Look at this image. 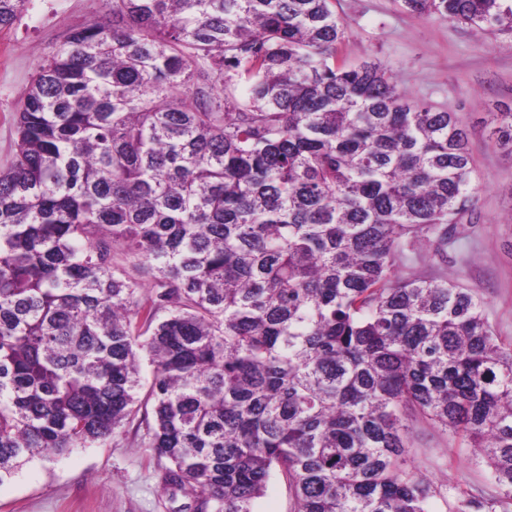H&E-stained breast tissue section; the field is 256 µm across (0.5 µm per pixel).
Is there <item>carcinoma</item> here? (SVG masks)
<instances>
[{"mask_svg":"<svg viewBox=\"0 0 512 512\" xmlns=\"http://www.w3.org/2000/svg\"><path fill=\"white\" fill-rule=\"evenodd\" d=\"M400 2L512 30L507 0ZM105 3L0 169V483L134 423L173 512H253L276 474L293 512H427L421 418L495 486L448 512H512V345L457 281L404 274L448 264L478 199L455 113L338 62L332 0ZM490 125L512 151V110Z\"/></svg>","mask_w":512,"mask_h":512,"instance_id":"cac0c4a2","label":"carcinoma"}]
</instances>
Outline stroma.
Returning a JSON list of instances; mask_svg holds the SVG:
<instances>
[{
  "instance_id": "obj_1",
  "label": "stroma",
  "mask_w": 512,
  "mask_h": 512,
  "mask_svg": "<svg viewBox=\"0 0 512 512\" xmlns=\"http://www.w3.org/2000/svg\"><path fill=\"white\" fill-rule=\"evenodd\" d=\"M99 7V0H28L13 26L0 29V169L15 159V114L39 64ZM334 9L346 27L341 59L381 60L411 97L466 126L482 190L451 230L447 265L426 258L412 270L448 276L482 298L497 336L512 345V155L490 143L486 125L489 113L512 108V32L419 17L398 0H335ZM406 457L440 490L428 512H448L453 490L493 489L470 449L428 421L414 423ZM0 512H169V502L153 450L129 433L29 462L0 484Z\"/></svg>"
}]
</instances>
